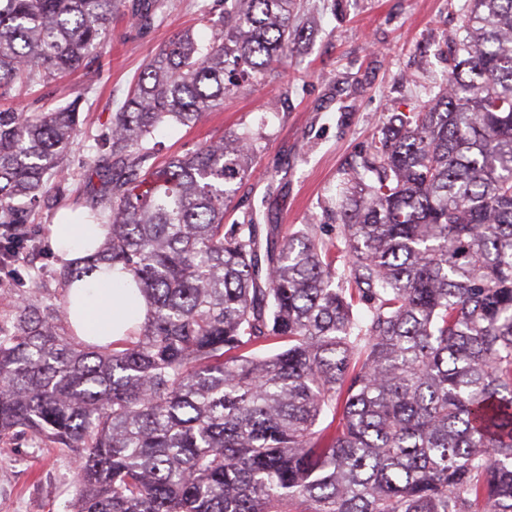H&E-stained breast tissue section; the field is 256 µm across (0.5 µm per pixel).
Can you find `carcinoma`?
<instances>
[{"instance_id":"cac0c4a2","label":"carcinoma","mask_w":512,"mask_h":512,"mask_svg":"<svg viewBox=\"0 0 512 512\" xmlns=\"http://www.w3.org/2000/svg\"><path fill=\"white\" fill-rule=\"evenodd\" d=\"M174 5L0 0V256L31 247L43 194L101 183L66 293L33 267L0 314V443L66 449L73 512H512V0H468L448 84L375 142L334 254L253 205L224 223L247 134L148 164L161 126L288 57L297 0H201L210 39L176 34L106 131L81 119L112 18L147 29ZM78 70L61 107L4 105ZM76 142L88 160L69 175ZM97 271L147 305L105 346L76 336L67 294Z\"/></svg>"}]
</instances>
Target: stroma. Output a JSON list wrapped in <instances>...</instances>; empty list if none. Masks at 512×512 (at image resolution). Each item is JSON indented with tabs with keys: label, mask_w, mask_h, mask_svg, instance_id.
<instances>
[{
	"label": "stroma",
	"mask_w": 512,
	"mask_h": 512,
	"mask_svg": "<svg viewBox=\"0 0 512 512\" xmlns=\"http://www.w3.org/2000/svg\"><path fill=\"white\" fill-rule=\"evenodd\" d=\"M197 0H180L164 22L144 31L128 16L112 21L107 64L85 118L104 128L122 104L145 62L172 36L193 28L199 39ZM466 0H303L298 24L307 33L287 59L257 82L226 96L221 107L190 127L156 133V162L192 151L211 137L251 132L260 151L250 177L232 201L228 220H242L250 204L263 205L265 221L294 233L318 227L327 244L340 241L339 202L389 119L428 101L447 82L461 38ZM81 81L35 87L15 100L17 111L49 110L69 101ZM276 172L275 185L266 175ZM97 183L71 180L66 196L47 195L31 218L36 252L20 254L15 287H0V312L10 310L15 288H29L30 267L44 272L48 288H60L59 260L50 247L53 225L76 224L89 209ZM76 475L70 457L34 447L24 436L0 445V512H70Z\"/></svg>",
	"instance_id": "stroma-1"
}]
</instances>
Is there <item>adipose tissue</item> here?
I'll return each mask as SVG.
<instances>
[{
  "label": "adipose tissue",
  "mask_w": 512,
  "mask_h": 512,
  "mask_svg": "<svg viewBox=\"0 0 512 512\" xmlns=\"http://www.w3.org/2000/svg\"><path fill=\"white\" fill-rule=\"evenodd\" d=\"M92 233L88 224L54 225L51 244L60 262L65 264L84 257V244ZM81 294L86 312L83 335L104 336L111 341L123 338L127 331L125 296H109L97 280L83 283Z\"/></svg>",
  "instance_id": "1"
}]
</instances>
